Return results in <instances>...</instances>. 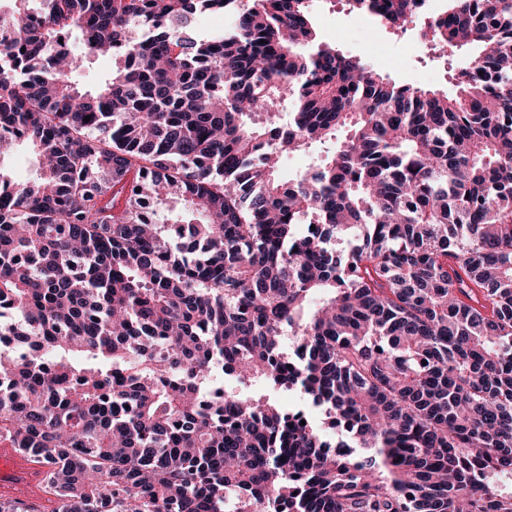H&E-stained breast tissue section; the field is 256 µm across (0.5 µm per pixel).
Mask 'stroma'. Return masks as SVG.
Masks as SVG:
<instances>
[{
	"mask_svg": "<svg viewBox=\"0 0 512 512\" xmlns=\"http://www.w3.org/2000/svg\"><path fill=\"white\" fill-rule=\"evenodd\" d=\"M315 25L320 37L344 53L364 57L375 69L403 84L452 89L451 65L469 62V54L451 60L435 57L419 31H380L368 15L351 12L347 0H316Z\"/></svg>",
	"mask_w": 512,
	"mask_h": 512,
	"instance_id": "obj_1",
	"label": "stroma"
}]
</instances>
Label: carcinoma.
<instances>
[{"label":"carcinoma","instance_id":"1","mask_svg":"<svg viewBox=\"0 0 512 512\" xmlns=\"http://www.w3.org/2000/svg\"><path fill=\"white\" fill-rule=\"evenodd\" d=\"M416 2L348 0L402 32ZM313 11L0 0V146L38 163L0 150V337L32 348L0 356V447L47 512H512V0L428 17L477 52L451 96ZM334 148V141L324 145H314L305 151L287 154L283 157L281 164V173L283 176L293 178L297 173L301 172L309 164L315 162L321 155L324 156L326 151ZM5 161L12 168L17 178L21 180L36 178V161L30 153L21 147H17L11 155L6 157Z\"/></svg>","mask_w":512,"mask_h":512}]
</instances>
